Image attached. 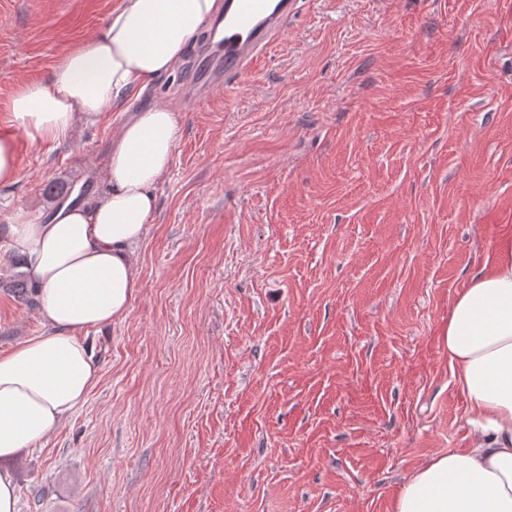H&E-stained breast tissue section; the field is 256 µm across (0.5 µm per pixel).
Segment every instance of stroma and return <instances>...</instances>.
Returning <instances> with one entry per match:
<instances>
[{
	"label": "stroma",
	"mask_w": 512,
	"mask_h": 512,
	"mask_svg": "<svg viewBox=\"0 0 512 512\" xmlns=\"http://www.w3.org/2000/svg\"><path fill=\"white\" fill-rule=\"evenodd\" d=\"M117 0H0V129ZM183 70L139 99L180 139L100 380L11 462L19 512H390L467 444L440 329L512 231V0H299L234 87ZM21 144L0 188V351L41 331L7 245L16 204L101 187L124 120Z\"/></svg>",
	"instance_id": "stroma-1"
}]
</instances>
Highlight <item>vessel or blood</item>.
Wrapping results in <instances>:
<instances>
[{
	"instance_id": "obj_1",
	"label": "vessel or blood",
	"mask_w": 512,
	"mask_h": 512,
	"mask_svg": "<svg viewBox=\"0 0 512 512\" xmlns=\"http://www.w3.org/2000/svg\"><path fill=\"white\" fill-rule=\"evenodd\" d=\"M298 0H224L219 33L188 62L184 86L192 103L204 100L217 86L234 84L284 30Z\"/></svg>"
}]
</instances>
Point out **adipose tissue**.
<instances>
[{
    "instance_id": "adipose-tissue-1",
    "label": "adipose tissue",
    "mask_w": 512,
    "mask_h": 512,
    "mask_svg": "<svg viewBox=\"0 0 512 512\" xmlns=\"http://www.w3.org/2000/svg\"><path fill=\"white\" fill-rule=\"evenodd\" d=\"M217 0H118L105 24L30 82L9 110L17 131L0 130V187L19 180L21 142L67 140L79 119L125 113L105 157L104 188L35 216L16 205L12 247L24 258L41 333L0 351V512H17L6 464L63 426L99 381L84 338L124 317L140 291L136 254L157 210L179 120L128 102L182 60ZM455 386L465 397L467 447L424 460L400 486L391 512H512V235L456 293L440 332Z\"/></svg>"
}]
</instances>
